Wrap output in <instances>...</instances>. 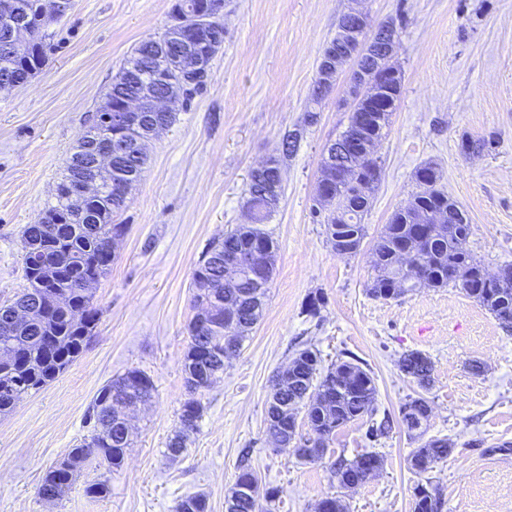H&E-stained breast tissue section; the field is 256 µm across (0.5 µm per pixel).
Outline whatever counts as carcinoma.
Returning <instances> with one entry per match:
<instances>
[{
    "instance_id": "1",
    "label": "carcinoma",
    "mask_w": 512,
    "mask_h": 512,
    "mask_svg": "<svg viewBox=\"0 0 512 512\" xmlns=\"http://www.w3.org/2000/svg\"><path fill=\"white\" fill-rule=\"evenodd\" d=\"M12 2L29 17L15 34L16 39L27 43L28 54L20 58L13 56L7 47L9 36L0 32V81L7 80L20 86L26 84V77L38 72L46 60L49 46L43 33L48 22L41 19L44 0ZM212 38L225 40L224 17L215 18L214 25L208 28L189 30L192 42ZM169 41L168 32L158 40H145L125 59L104 105L95 115L105 129H110L104 120L109 110L119 108L125 100L138 98L142 88L153 84L160 71L180 86L187 100L207 87L211 76L178 70V63L169 52ZM400 95L401 82L397 81L376 86V94L371 97L352 100L349 125L363 127L359 116L377 111L378 97L390 100L391 110H396ZM175 118L174 113L165 115L147 110L128 134L129 145L152 136L158 128H168ZM341 137L343 141L333 143L331 150L334 151L336 165L348 168L350 148L353 141H359L361 137L347 130L341 132ZM146 165L145 151L134 148L113 162L111 171L99 175L100 192L88 201L81 215L71 211L67 187L76 176L94 177L96 172L88 165L78 171L67 165L56 185L54 201L42 213L48 222L37 220L26 225L23 250L27 287L12 302L0 305V356L11 355V362L0 364V379L15 382L10 393H0V416L12 413L25 397L55 380L84 351L100 311L93 304L92 295L84 293L80 284L87 275L100 280L110 273L114 262L110 258V241L114 232L123 228V225L114 223V217L123 211L127 200V196L116 194L115 189L134 187L141 180ZM267 177V170L251 173L245 190L253 209L252 223L240 224L224 234V239L211 246L193 272V278L199 285L197 294L192 298L193 309L207 312L216 308L221 319L215 326L201 330L197 320L189 323L190 341L182 371L190 398L182 405L178 429L167 445V454L171 458L178 457L187 440L197 432L204 407L195 394L210 387L224 374V337L231 336L237 348H242L263 315L274 268H268L266 278L261 281L244 273L234 285L228 286L224 284V258L252 247L275 248L273 240L261 228L275 213L267 207L262 194ZM361 178L362 174L352 173L353 185L346 190L343 202L335 205L333 210L319 204L314 208L320 223L326 225L328 242L340 255L357 253L366 236L363 219L369 211L370 202L358 193L356 183ZM438 180V172L432 166L416 170L417 190L408 204L392 215L374 245L375 275L368 288L372 297L387 300L389 290L396 296L412 292L422 278L434 288L456 286L458 282L449 275V271L459 265L467 266L475 279L483 272L480 261L468 248L472 225L465 212L437 188ZM405 249L412 252L408 265L401 264L398 259V252ZM41 252H48L54 257V270L27 264L32 256ZM62 281L71 282L72 287L57 303L46 289ZM460 290L478 302L504 329L512 330V264L503 267L494 284L481 288L462 285ZM29 306L38 308L36 319L23 327L7 329V319L13 308ZM291 365L294 371L288 377V384L273 389L267 401V434L273 439L289 432L297 433L298 411L305 408L310 434L300 440L298 454L301 459L316 463L323 459L324 451L337 430L353 421L373 416L377 400L375 380L370 370L355 358L340 359L328 368L322 367L318 352L311 347L298 350ZM398 367L405 377L420 386L430 384L433 367L426 354L409 351L401 356ZM314 384L323 391L325 401L315 402L308 396V388ZM154 393L153 380L138 369H131L102 385L87 414V423L91 425L89 439L46 469L38 493L50 492L58 500L65 497L80 464L92 456L113 470L120 468L130 447V439L119 410L126 408L127 402L133 399L149 401ZM402 408H408L410 412L401 413V425L409 437L421 441L409 455L410 469L423 474L446 461L453 448L446 438L423 439L430 416V406L424 398L412 397ZM367 462L377 470L383 466L379 453L364 452L351 460L342 459L333 464L332 477L342 488L363 484L367 480ZM278 495L279 490L274 487L260 490L258 476L244 464L227 496L225 512H262L260 500H265L270 506ZM442 507L441 498L430 484L417 483L413 493V512H442ZM207 508L206 497L194 494L180 500L177 512H207Z\"/></svg>"
}]
</instances>
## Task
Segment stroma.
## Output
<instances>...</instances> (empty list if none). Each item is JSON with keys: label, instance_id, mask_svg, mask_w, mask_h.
Returning a JSON list of instances; mask_svg holds the SVG:
<instances>
[{"label": "stroma", "instance_id": "35a3bbf8", "mask_svg": "<svg viewBox=\"0 0 512 512\" xmlns=\"http://www.w3.org/2000/svg\"><path fill=\"white\" fill-rule=\"evenodd\" d=\"M174 0H75L45 29L50 51L25 86L0 90V303L27 286L22 232L51 202L64 163L98 111L124 60L172 24ZM349 0H227V37L206 91L178 107L176 120L147 145V168L119 217L127 224L107 277L92 289L101 311L82 355L50 385L0 417V512H176L205 495L224 512L243 449L263 485L280 490L273 512H316L325 496L346 512H412L419 477L408 457L416 441L400 424L408 397L431 407L427 437L454 449L430 471L442 512H512V330L460 289L420 288L377 300L365 288L372 249L393 213L416 189L415 169L435 164L440 185L466 211L468 247L485 269L512 263V0H366L373 22L404 13L396 61L404 80L377 155L383 167L365 218L361 250L340 255L313 216L322 152L347 124L348 73L307 123L306 106L323 46ZM299 132L283 158V201L264 229L277 246L265 310L224 375L199 391V427L180 457L166 455L188 397L182 361L195 291L192 273L214 242L244 223L251 171ZM490 145L461 150L463 137ZM323 293L318 317L303 314ZM319 349L324 364L346 355L370 369L376 418L392 429L376 444L368 420L341 428L321 463L277 448L266 432L272 385L297 350ZM419 351L433 362L423 391L398 368ZM484 366L473 374L471 362ZM144 371L155 398L131 420L132 445L120 469L83 463L67 496L43 501L45 470L89 435L97 390L127 369ZM376 448L383 467L362 485L340 488L330 468ZM108 481L94 499L87 484Z\"/></svg>", "mask_w": 512, "mask_h": 512}]
</instances>
